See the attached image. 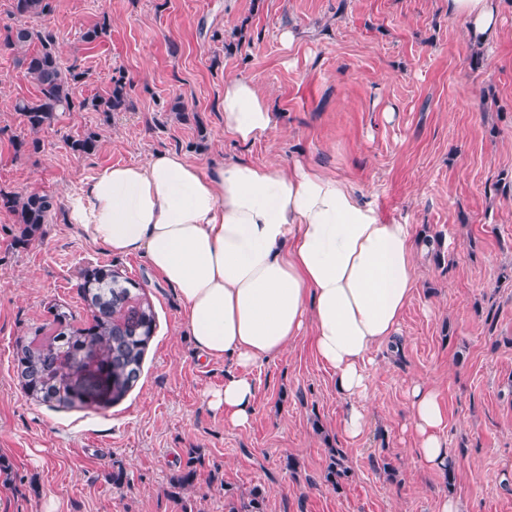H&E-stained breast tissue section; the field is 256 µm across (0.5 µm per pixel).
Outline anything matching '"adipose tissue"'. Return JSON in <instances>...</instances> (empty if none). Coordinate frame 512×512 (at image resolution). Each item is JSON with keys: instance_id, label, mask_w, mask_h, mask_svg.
Returning a JSON list of instances; mask_svg holds the SVG:
<instances>
[{"instance_id": "adipose-tissue-1", "label": "adipose tissue", "mask_w": 512, "mask_h": 512, "mask_svg": "<svg viewBox=\"0 0 512 512\" xmlns=\"http://www.w3.org/2000/svg\"><path fill=\"white\" fill-rule=\"evenodd\" d=\"M448 13L481 41L498 33L496 0H448ZM223 111L225 131L244 145L275 127L247 77L225 80ZM68 207L87 240L145 256L176 288L197 356L232 360L209 400L226 426L244 429L254 417L250 369L306 335L344 404L342 432L362 434L371 353L397 335L417 281L415 225L383 221L354 184L299 159L204 169L167 150L100 169ZM408 399L415 457L447 469L440 390L415 380Z\"/></svg>"}]
</instances>
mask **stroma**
I'll return each mask as SVG.
<instances>
[{
    "mask_svg": "<svg viewBox=\"0 0 512 512\" xmlns=\"http://www.w3.org/2000/svg\"><path fill=\"white\" fill-rule=\"evenodd\" d=\"M498 18L476 67L448 0H52L44 24L62 62L88 72L77 97L106 95L121 75L130 106L61 112L35 134L15 104L36 88L0 47V191L55 201L28 241L17 212L0 206V512L50 502L55 512H225L228 495L256 487L265 512H438L444 498L459 512H512V288L498 284L512 267V193L496 188L512 178V0H498ZM101 22L107 35L85 44ZM239 76L276 114L271 140L248 147L224 131V81ZM90 134L93 152L71 150ZM162 150L205 168L298 158L353 183L383 219L442 234L448 261L419 258L399 349L372 352L361 438L342 434L343 403L305 336L253 369L250 426H225L209 399L232 364L196 359L175 289L145 257L114 256L70 224V197L99 169ZM104 264L155 308L141 378L104 408L49 407L26 394L16 346L50 325L56 304L87 324L81 272ZM416 379L442 393L454 486L416 459L402 430ZM334 448L350 470L337 488L325 479ZM192 457V485L173 491Z\"/></svg>",
    "mask_w": 512,
    "mask_h": 512,
    "instance_id": "35a3bbf8",
    "label": "stroma"
}]
</instances>
